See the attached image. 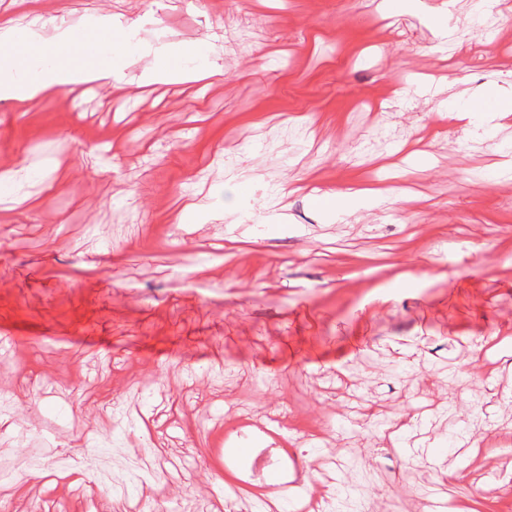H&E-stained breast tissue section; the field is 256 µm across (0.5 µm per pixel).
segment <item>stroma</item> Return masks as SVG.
Returning a JSON list of instances; mask_svg holds the SVG:
<instances>
[{
  "instance_id": "obj_1",
  "label": "stroma",
  "mask_w": 512,
  "mask_h": 512,
  "mask_svg": "<svg viewBox=\"0 0 512 512\" xmlns=\"http://www.w3.org/2000/svg\"><path fill=\"white\" fill-rule=\"evenodd\" d=\"M442 2L0 0V31L107 15L143 46L0 111V512H512V345L479 343L512 336V124L452 117L512 97V4ZM180 46L194 81L140 83ZM362 181L392 202L313 208ZM246 437L293 493L242 475Z\"/></svg>"
}]
</instances>
